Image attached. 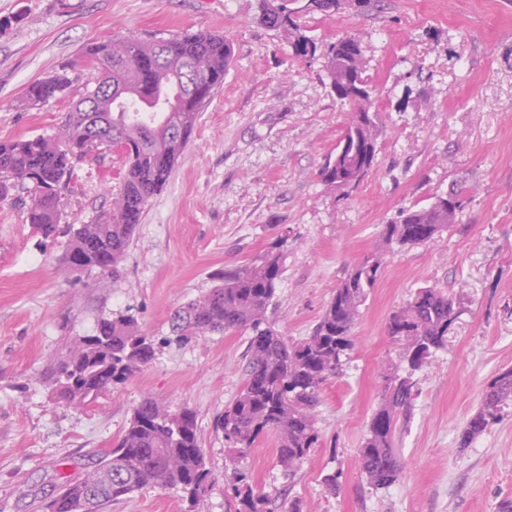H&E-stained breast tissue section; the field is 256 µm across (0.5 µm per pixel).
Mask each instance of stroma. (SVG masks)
Segmentation results:
<instances>
[{
	"mask_svg": "<svg viewBox=\"0 0 512 512\" xmlns=\"http://www.w3.org/2000/svg\"><path fill=\"white\" fill-rule=\"evenodd\" d=\"M257 15L258 0H0L2 140L57 131L98 77L79 62L86 43L207 30L234 48L120 278L67 273V236L42 238L18 204L0 203V512H44L66 479L94 468L147 396L195 411L211 471L197 512H228L230 451L215 419L242 386L246 333L161 348L82 407L60 403L50 379L69 340L120 312L166 336L174 309L211 288L215 272L257 257L283 231L288 252L269 316L288 338H303L354 263L376 251L381 225L452 187L462 201L456 224L432 243L384 254L356 346L318 409L320 443L295 480L283 478L270 437L238 466L276 512L294 500L302 512H498L512 500V405L469 447L459 444L488 383L512 367V0H380L362 14L308 16L300 24L317 52L307 59ZM344 34L362 43L381 126L377 165L346 198L320 177L347 119L324 70L325 51ZM63 68L72 79L65 97L22 107L31 82ZM122 173L113 154L79 163L63 223L109 208ZM429 285L447 290L460 313L446 349L413 372L387 322ZM387 372L411 375L417 395L400 420L401 477L376 489L357 456ZM337 469L332 494L322 479ZM184 509L176 491L147 489L107 512Z\"/></svg>",
	"mask_w": 512,
	"mask_h": 512,
	"instance_id": "35a3bbf8",
	"label": "stroma"
}]
</instances>
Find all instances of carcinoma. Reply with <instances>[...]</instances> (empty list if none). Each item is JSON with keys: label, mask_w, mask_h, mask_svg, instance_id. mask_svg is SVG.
Instances as JSON below:
<instances>
[{"label": "carcinoma", "mask_w": 512, "mask_h": 512, "mask_svg": "<svg viewBox=\"0 0 512 512\" xmlns=\"http://www.w3.org/2000/svg\"><path fill=\"white\" fill-rule=\"evenodd\" d=\"M373 0H259V20L284 34L297 57L315 55L316 44L301 30L311 14L331 17L340 11L363 12ZM360 41L342 35L328 46L324 69L339 100L352 116L334 153L321 170L331 191L356 188L375 168L380 136L376 93L360 65ZM233 46L210 31L176 38L140 41L118 38L87 44L80 63L97 70L92 88L73 105L52 137L0 141V202L24 205L25 223L42 237L61 234L64 199L75 164L101 159L115 150L124 161L112 207L89 224L68 226L66 268L119 275L118 266L133 243L137 224L150 199L169 182L172 170L192 140L200 112L224 84ZM71 79L64 69L31 83L23 105L33 108L66 95ZM460 196L437 195L427 207L402 212L384 224V246L426 245L456 223ZM288 232L277 235L259 257L213 275L214 286L175 309L170 334L179 342L196 336L245 332L249 336L242 387L216 420V429L234 459L248 456L260 439L274 437L284 478L292 480L317 447L316 412L326 385L342 372L355 346L360 307L375 287L381 262L367 257L354 265L336 290L311 334L292 341L269 319L268 309L280 283ZM459 310L436 287L419 289L411 317L395 312L388 334L407 337L409 369L416 371L446 348L448 330ZM156 342L132 314L103 317L95 334L78 336L55 371L56 393L68 405L92 402L106 389L126 383L149 365ZM414 396L408 377L387 376L381 402L373 412L358 450L361 473L376 489L394 484L402 469L396 449L397 421ZM512 401V368L487 386L480 407L460 438L466 448L502 418ZM210 471L200 444L196 414L185 407L168 414L154 399L143 398L112 448L96 467L66 482L46 505L47 512H105L107 507L147 489H174L194 508L203 497ZM226 497L234 512H268L267 498L249 476L232 467L225 474Z\"/></svg>", "instance_id": "carcinoma-1"}]
</instances>
